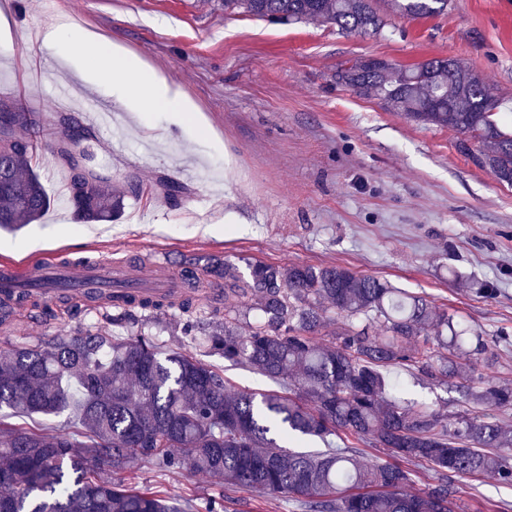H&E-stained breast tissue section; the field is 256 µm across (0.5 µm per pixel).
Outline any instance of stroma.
<instances>
[{
    "label": "stroma",
    "instance_id": "obj_1",
    "mask_svg": "<svg viewBox=\"0 0 512 512\" xmlns=\"http://www.w3.org/2000/svg\"><path fill=\"white\" fill-rule=\"evenodd\" d=\"M10 23L0 36V105L19 106L26 91L41 98L42 129L56 140L62 112L55 85L73 77L46 44L31 45L33 23L58 17L130 51L195 101L211 129L179 127L174 114L131 113L122 127H90L81 143L89 165L123 193L112 222L77 223L60 199L55 155L34 168L51 198L44 216L0 230V261H67L151 265L181 282L183 259L246 258L286 267L339 265L426 297L479 335L497 341L494 357L471 359L472 375L512 384V187L460 154L453 131L388 111L376 98L337 85L339 64L384 58L414 64L433 57L463 62L493 92L512 100V0H449L424 18L388 16L382 35L343 34L321 23L283 25L246 15L225 16L222 0H9ZM51 69L28 73L33 57ZM137 180L139 195L126 194ZM180 188L167 197L159 184ZM35 248H27V241ZM498 292L487 298L483 287ZM161 338L175 351L208 359L232 390L269 391V378L207 356L181 334L173 314ZM106 326L80 307L47 324L41 309L24 307L0 324V343L40 346ZM397 394L449 416L484 414L458 388L404 366L391 368ZM139 481L171 494L216 495L217 478L164 475L141 466ZM457 512H512V486L484 474L455 481Z\"/></svg>",
    "mask_w": 512,
    "mask_h": 512
}]
</instances>
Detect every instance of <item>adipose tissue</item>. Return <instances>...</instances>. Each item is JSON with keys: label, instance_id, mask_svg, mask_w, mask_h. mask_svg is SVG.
Here are the masks:
<instances>
[{"label": "adipose tissue", "instance_id": "obj_1", "mask_svg": "<svg viewBox=\"0 0 512 512\" xmlns=\"http://www.w3.org/2000/svg\"><path fill=\"white\" fill-rule=\"evenodd\" d=\"M51 49H66L69 43L78 42L90 47L95 55L93 68L87 69L79 62H70L82 82L102 85L111 76L119 77L120 91L114 101L126 111L136 114L166 111L177 113L179 118L195 122L197 107L179 87L159 78L135 56L120 46L98 41L87 30L74 27L68 18H58L45 34Z\"/></svg>", "mask_w": 512, "mask_h": 512}]
</instances>
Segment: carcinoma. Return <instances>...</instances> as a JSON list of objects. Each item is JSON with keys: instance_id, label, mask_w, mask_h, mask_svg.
Segmentation results:
<instances>
[{"instance_id": "cac0c4a2", "label": "carcinoma", "mask_w": 512, "mask_h": 512, "mask_svg": "<svg viewBox=\"0 0 512 512\" xmlns=\"http://www.w3.org/2000/svg\"><path fill=\"white\" fill-rule=\"evenodd\" d=\"M448 0H224V13L283 24L321 22L346 33L380 34L385 16L422 18ZM336 84L373 95L413 122L459 134L458 151L512 187V108L460 61L434 57L401 65L358 59L336 68ZM27 112L0 123V228L30 224L50 198L19 131ZM71 172L76 216L110 221L122 207L106 181L77 172L86 158L56 148ZM187 286L171 296L131 294L112 316L143 323L179 312L186 336L204 332L213 356L244 364L284 392L230 391L224 373L140 328L126 337L90 329L46 346L0 348V407L16 414L68 415L51 429L0 419V512H221L224 495L173 496L141 486L136 470L206 473L229 490L286 495L301 512H455L454 479L492 473L512 485V432L497 418L448 417L393 395L391 367L414 366L434 382L466 378L462 359L488 348L445 310L374 276L342 266L287 268L248 261L244 276L230 260L211 271L224 279V318L203 319L192 266ZM58 298L94 302L110 314L101 289H61ZM346 320L328 343L316 340L328 314ZM466 400L512 408V386L466 387ZM390 455L428 464L437 483L409 493L411 471L364 462L328 441L338 431ZM290 435L327 448L295 451ZM103 465L123 474L98 476Z\"/></svg>"}]
</instances>
